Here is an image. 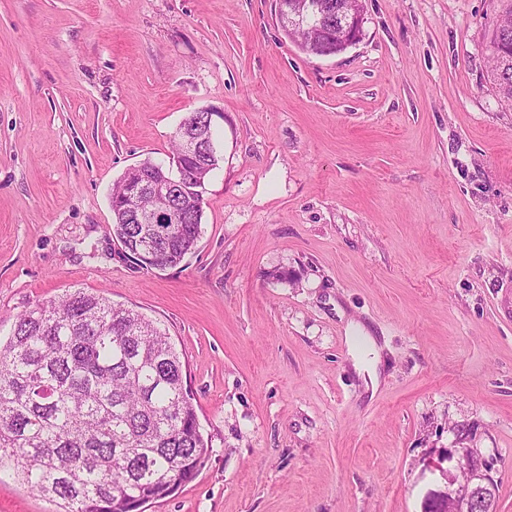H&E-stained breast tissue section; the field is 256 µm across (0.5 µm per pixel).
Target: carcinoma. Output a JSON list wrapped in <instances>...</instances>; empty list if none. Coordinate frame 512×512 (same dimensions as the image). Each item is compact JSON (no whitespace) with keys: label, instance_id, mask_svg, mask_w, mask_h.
Returning a JSON list of instances; mask_svg holds the SVG:
<instances>
[{"label":"carcinoma","instance_id":"cac0c4a2","mask_svg":"<svg viewBox=\"0 0 512 512\" xmlns=\"http://www.w3.org/2000/svg\"><path fill=\"white\" fill-rule=\"evenodd\" d=\"M324 8L336 28V6L355 0H288V10ZM308 56H319L314 28L287 32ZM491 81L512 103V4L493 30ZM203 112L191 113L174 135L173 156L191 133L203 137ZM219 159L184 161L183 187L173 199L177 224H132L112 208V234L128 258L178 266L200 237L205 188ZM185 365L159 324L80 289L37 304L16 317L0 342V469H11L32 491L59 501L62 512H128L163 499L191 480L208 446L184 386Z\"/></svg>","mask_w":512,"mask_h":512}]
</instances>
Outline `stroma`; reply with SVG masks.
<instances>
[{
  "label": "stroma",
  "mask_w": 512,
  "mask_h": 512,
  "mask_svg": "<svg viewBox=\"0 0 512 512\" xmlns=\"http://www.w3.org/2000/svg\"><path fill=\"white\" fill-rule=\"evenodd\" d=\"M363 5L316 58L275 0H0V339L77 289L166 328L209 453L145 512H425L465 450L512 512L504 4ZM207 106L197 246L137 266L112 187ZM57 509L0 473V512ZM493 30L491 81L498 95L512 105V1Z\"/></svg>",
  "instance_id": "1"
}]
</instances>
